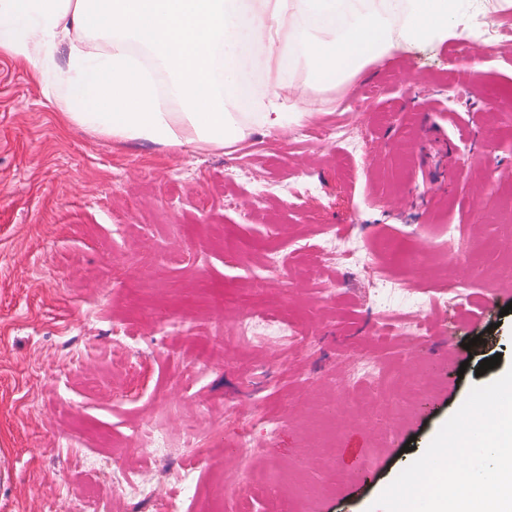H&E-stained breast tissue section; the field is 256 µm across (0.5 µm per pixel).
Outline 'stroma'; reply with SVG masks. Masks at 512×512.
I'll return each instance as SVG.
<instances>
[{
    "mask_svg": "<svg viewBox=\"0 0 512 512\" xmlns=\"http://www.w3.org/2000/svg\"><path fill=\"white\" fill-rule=\"evenodd\" d=\"M466 7L481 40L404 47L346 91H316L289 62L288 82L317 113L254 130L230 154L65 127L31 66L0 56V512L92 499L155 512L118 495L115 462L180 512H368L490 382L466 343L489 336L499 371L512 367V275L494 244L512 204V12ZM452 226L468 250L442 271L431 258ZM345 231L423 258L409 268L397 255L388 269L413 291L390 310L430 327L394 342L381 393L406 396L407 409L388 436L376 398L354 405L346 372L381 324L370 273L308 256ZM464 277L469 310L436 300ZM251 311L297 324L307 346L235 340ZM152 425L170 438L157 457L141 435ZM190 427L202 435L191 453ZM354 433L367 456L347 469L337 450ZM270 464L278 486L247 482Z\"/></svg>",
    "mask_w": 512,
    "mask_h": 512,
    "instance_id": "stroma-1",
    "label": "stroma"
}]
</instances>
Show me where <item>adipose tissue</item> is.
Instances as JSON below:
<instances>
[{
  "mask_svg": "<svg viewBox=\"0 0 512 512\" xmlns=\"http://www.w3.org/2000/svg\"><path fill=\"white\" fill-rule=\"evenodd\" d=\"M464 0H0V55L29 63L64 123L117 143L235 150L312 115L281 80L303 55L332 87L409 44L471 32ZM262 46L275 93L240 79ZM259 111H251L252 102Z\"/></svg>",
  "mask_w": 512,
  "mask_h": 512,
  "instance_id": "obj_1",
  "label": "adipose tissue"
}]
</instances>
